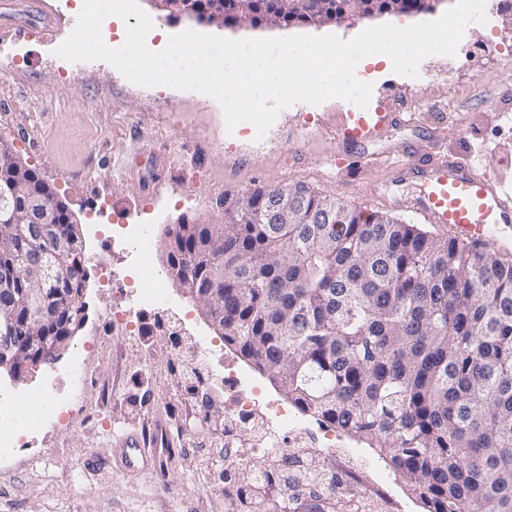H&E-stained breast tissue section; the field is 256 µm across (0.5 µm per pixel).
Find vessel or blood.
I'll list each match as a JSON object with an SVG mask.
<instances>
[{
  "instance_id": "vessel-or-blood-1",
  "label": "vessel or blood",
  "mask_w": 512,
  "mask_h": 512,
  "mask_svg": "<svg viewBox=\"0 0 512 512\" xmlns=\"http://www.w3.org/2000/svg\"><path fill=\"white\" fill-rule=\"evenodd\" d=\"M406 112H349L339 134L354 144H366L395 125H410ZM393 172L400 179H414L423 186L422 194L410 206L433 224L448 227L455 239L479 246L494 244L493 230L512 224V183L482 171L479 162L462 163L453 157L434 159L415 153L394 157ZM124 467L134 473L146 470L147 441L135 431L114 436Z\"/></svg>"
}]
</instances>
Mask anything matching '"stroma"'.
<instances>
[{
    "instance_id": "35a3bbf8",
    "label": "stroma",
    "mask_w": 512,
    "mask_h": 512,
    "mask_svg": "<svg viewBox=\"0 0 512 512\" xmlns=\"http://www.w3.org/2000/svg\"><path fill=\"white\" fill-rule=\"evenodd\" d=\"M151 17L152 44L186 30L225 38H277L334 34L348 40L360 30L390 23L387 15L352 17L322 26H272L247 20L220 27L168 17L139 0ZM57 25L42 28L20 16L0 25V141L66 202L81 224L88 270L85 321L68 351L53 364L33 366L16 394H38L47 375L84 405L74 429L50 418L13 456L0 460V512H231L236 478L227 477L216 449L224 445V388L199 387L171 365L174 351L191 355L196 337L211 349L209 364L229 363L260 385L266 397L281 392L206 320L198 302L165 281V311L144 309L131 335L103 318L118 289L132 292L141 278L131 252L116 240L122 225L142 224L153 239L152 263L163 271L165 232L178 220L218 224L225 195L258 185L302 183L319 195L386 212L414 224L407 208L420 183L398 181L386 155L413 151L480 161L487 173L512 181V66L492 47L512 41V16L486 8L485 23L469 24L456 55L425 58L418 77L396 74L385 63L367 65L369 111L415 113L416 125L389 129L367 146L373 162H353L354 148L337 126L346 105L299 102L279 112L264 138L246 127L228 131L218 102L195 91L144 87L104 60L69 62L55 49L72 32L81 0H38ZM453 71L454 84L443 75ZM87 348L91 370L69 378L73 353ZM167 430L169 446L148 448L150 473L135 475L119 461L112 435ZM336 461L345 491L371 503L373 512H422L397 472L365 442L347 438ZM68 453L72 467L45 462ZM382 473L391 492L373 482Z\"/></svg>"
}]
</instances>
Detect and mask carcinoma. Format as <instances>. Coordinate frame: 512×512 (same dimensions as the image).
<instances>
[{"label": "carcinoma", "instance_id": "1", "mask_svg": "<svg viewBox=\"0 0 512 512\" xmlns=\"http://www.w3.org/2000/svg\"><path fill=\"white\" fill-rule=\"evenodd\" d=\"M327 3L337 6L252 0L253 12L285 26ZM291 190L301 213L279 224L269 206ZM224 204L222 224L169 231L166 269L214 308L224 344L300 411L365 441L425 512H512V260L301 183L260 185ZM51 248L33 224L0 237L20 266ZM61 265L67 276L42 284L49 332L85 265L82 242ZM27 288L22 278L14 300H0L18 372L41 361L26 354ZM255 469L234 512H273L271 489L290 506L307 493L346 508L356 498L313 457L274 451Z\"/></svg>", "mask_w": 512, "mask_h": 512}]
</instances>
